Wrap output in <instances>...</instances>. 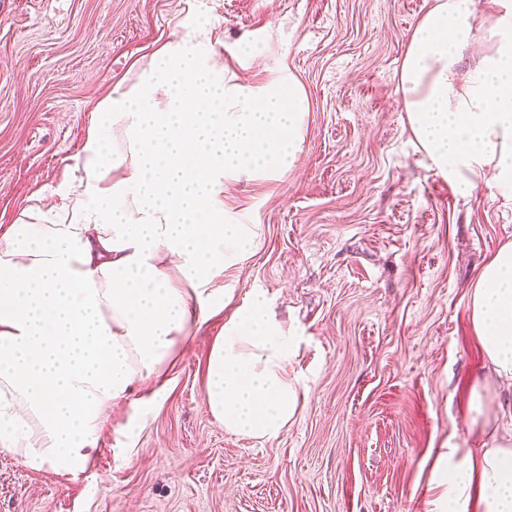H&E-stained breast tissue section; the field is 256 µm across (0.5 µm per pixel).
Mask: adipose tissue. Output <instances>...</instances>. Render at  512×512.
<instances>
[{"mask_svg":"<svg viewBox=\"0 0 512 512\" xmlns=\"http://www.w3.org/2000/svg\"><path fill=\"white\" fill-rule=\"evenodd\" d=\"M475 0H434L405 52L399 91L431 168L469 194H512V21L474 25ZM484 43L475 68L463 53ZM209 39L164 44L133 84L96 108L52 203L24 208L0 237V449L72 476L131 386L164 392L181 346L230 302L225 255L252 245L224 219V181L292 171L308 110L303 87L224 78ZM488 376L467 397L478 448L438 452L428 512H512V423L491 383L512 386V240L467 299ZM264 293L236 307L206 364L205 404L225 431L272 442L299 409L297 350Z\"/></svg>","mask_w":512,"mask_h":512,"instance_id":"obj_1","label":"adipose tissue"}]
</instances>
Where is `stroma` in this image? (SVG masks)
I'll return each mask as SVG.
<instances>
[{"label": "stroma", "instance_id": "1", "mask_svg": "<svg viewBox=\"0 0 512 512\" xmlns=\"http://www.w3.org/2000/svg\"><path fill=\"white\" fill-rule=\"evenodd\" d=\"M432 0H0V233L50 196L97 104L200 17L224 74L292 75L309 110L288 174L224 182L254 245L226 261L233 305L265 292L298 350L303 406L259 443L206 411L225 314L183 347L168 390L103 419L77 476L0 450V512H426L437 449L478 447L464 387L482 370L469 288L512 239V197L462 195L413 138L398 91Z\"/></svg>", "mask_w": 512, "mask_h": 512}]
</instances>
